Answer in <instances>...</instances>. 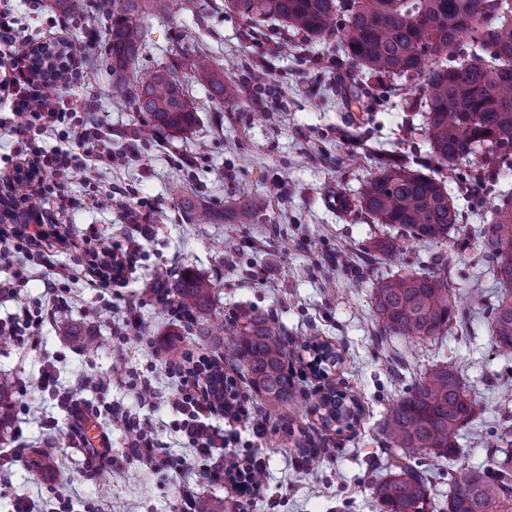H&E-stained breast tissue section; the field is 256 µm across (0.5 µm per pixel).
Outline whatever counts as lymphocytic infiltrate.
Returning a JSON list of instances; mask_svg holds the SVG:
<instances>
[{
	"mask_svg": "<svg viewBox=\"0 0 512 512\" xmlns=\"http://www.w3.org/2000/svg\"><path fill=\"white\" fill-rule=\"evenodd\" d=\"M23 38L14 33V18L7 9H0V58L10 69L6 86L12 112L20 117L17 128L27 139L46 132H60L69 148L65 151L37 150L28 158L38 175L37 194L46 206L48 223L28 228L0 229V261L10 260L23 253L30 257L41 256L45 247L62 241L58 219L68 211L69 202L61 192L79 172L109 164L112 160V132L102 122L81 115L77 102L68 100L62 88L54 83L38 79L28 54L23 50ZM193 355H185L172 362L170 368L180 378V387L171 406L180 414L178 429L187 443L202 459V474L219 480L225 470L237 468L242 473L262 471L261 462L233 451L235 439L225 434L215 420L220 409L212 397L210 385L203 375L194 372ZM36 385L40 391L55 393L59 405L75 418L69 431L70 439L81 437L79 420L88 407L79 396V387L58 391L53 365H45ZM121 420L129 435L127 457L149 468L160 471L181 472L180 459L160 446L157 432L150 419L124 413Z\"/></svg>",
	"mask_w": 512,
	"mask_h": 512,
	"instance_id": "obj_1",
	"label": "lymphocytic infiltrate"
}]
</instances>
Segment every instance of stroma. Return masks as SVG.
Returning <instances> with one entry per match:
<instances>
[{
    "label": "stroma",
    "mask_w": 512,
    "mask_h": 512,
    "mask_svg": "<svg viewBox=\"0 0 512 512\" xmlns=\"http://www.w3.org/2000/svg\"><path fill=\"white\" fill-rule=\"evenodd\" d=\"M4 5L34 43L64 38L77 44L85 26L104 31L110 24L103 13L70 15L61 29L50 24L58 14L53 0H0ZM145 25L147 47L129 78L142 79L159 64L172 63L199 120L175 137L143 136L145 114L130 111L113 92L107 43L82 50L84 72L70 80L67 91L111 124L114 159L64 187L72 206L61 229L74 239V247L54 248L41 263L19 254L0 266V282L13 281V270L24 273L15 281L14 294L0 298V322L41 310L50 268L81 271L66 281V300L44 322L36 346L20 347L0 337V374H9L22 388L13 424L0 432V448L25 449L23 460L0 472V512H9L18 494L48 512L62 489L70 496L69 512H179L187 487L223 500L224 512H382L371 482L385 474L386 412L438 361L455 366L481 404L458 439L455 460L432 455L423 460L432 470L436 504L445 503L449 473L489 465L503 427L512 428V398L502 391L503 383L512 382V358L499 355L491 341L488 310L498 288L487 271L480 234L492 194L475 195L458 175L441 172L460 212L458 232L443 243H404L396 260H388L371 249L382 227L357 210L336 211L330 199L356 196L381 157L422 168L429 146L421 113L372 79L368 94L347 102L344 91L354 70L336 54L333 41L294 42L280 21L250 23L226 8L224 0H178L175 9L148 17ZM180 44L207 53L215 71L236 88V98L217 104L189 59L174 58L172 50ZM259 63L268 70L261 85L251 79ZM272 108L278 111L273 120L267 117ZM110 190L134 192L156 202L159 211L122 283L104 289L82 268L89 251L120 243L129 232L119 207L105 209L94 201ZM246 193L266 196L267 208L244 211ZM188 201L209 208L213 221L192 223L184 207ZM445 255L451 258L448 274L458 303L469 314L467 325L432 342L395 338L378 344L377 284L396 273L434 270ZM186 270L211 280L215 292L202 322L177 327L149 289ZM129 301L137 306L142 333L115 335ZM252 314L275 318L292 342L289 367L301 391L293 426L319 450L305 461L295 438L273 419L258 438L248 423L220 419L224 431L238 434V453L262 458L267 492L261 497L202 476L196 455L173 429L179 416L170 402L179 380L166 366V350L173 344L197 356L223 357V345L203 335L202 327ZM311 336L343 356L327 379L314 377L307 366L301 343ZM48 362L63 388L83 376L111 382L108 390L89 386L81 393L94 409L85 426L110 436L117 459L94 479L84 477L83 448L69 442L65 410L52 395L33 388ZM143 379L156 390L153 404L138 398L136 384ZM330 385L359 400L363 412L354 429L326 428L315 413V403ZM122 411L154 423L165 450L182 458L181 477L122 461L127 433L113 419ZM49 418L57 421V430L44 428ZM50 441L59 451L46 471L32 458Z\"/></svg>",
    "instance_id": "stroma-1"
}]
</instances>
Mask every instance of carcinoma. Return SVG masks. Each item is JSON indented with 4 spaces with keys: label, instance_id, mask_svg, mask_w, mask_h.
<instances>
[{
    "label": "carcinoma",
    "instance_id": "carcinoma-1",
    "mask_svg": "<svg viewBox=\"0 0 512 512\" xmlns=\"http://www.w3.org/2000/svg\"><path fill=\"white\" fill-rule=\"evenodd\" d=\"M169 0H121L109 11L106 35L112 78L126 84L127 71L146 48V17L162 12ZM226 7L249 20L273 18L312 40L336 39L357 70L383 87L400 86L409 108L424 113L430 145L427 166L477 172L512 169V0H227ZM217 103L235 96L224 76L205 56L193 62ZM125 103L144 113L152 132L179 135L195 121L194 107L172 68L127 84ZM483 249L500 288L491 310V338L504 356L512 355V193L498 194ZM356 207L411 242L439 243L451 238L458 213L448 189L435 176L385 157L359 195ZM174 299L188 312L208 308L212 284L187 270L169 284ZM379 339L437 340L462 322L448 266L432 272H407L382 280L374 296ZM224 349L257 394L266 414L281 418L295 409L299 391L286 367L288 337L266 315L219 328ZM15 385L0 376V427L15 409ZM325 425L337 431L354 427L337 390L322 394ZM470 398L457 370L435 363L413 391L387 412L385 431L391 452L387 475L372 484L386 512H426L431 505V471L420 454L441 458L458 454L457 439L472 419ZM501 457L484 469L452 480L445 512H495L512 501V440L497 449Z\"/></svg>",
    "mask_w": 512,
    "mask_h": 512
}]
</instances>
